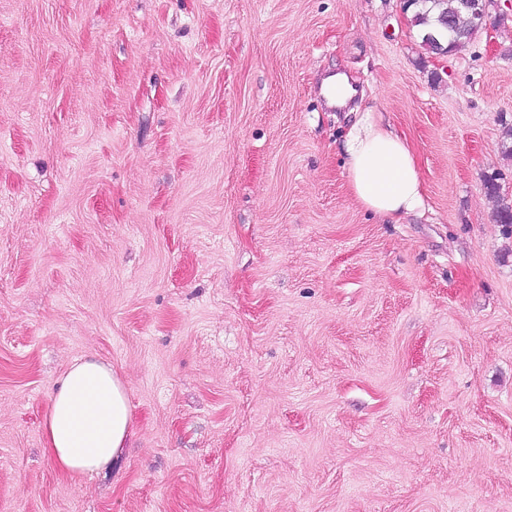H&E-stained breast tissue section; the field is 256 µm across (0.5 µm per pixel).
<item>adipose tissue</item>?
Wrapping results in <instances>:
<instances>
[{
	"instance_id": "1",
	"label": "adipose tissue",
	"mask_w": 512,
	"mask_h": 512,
	"mask_svg": "<svg viewBox=\"0 0 512 512\" xmlns=\"http://www.w3.org/2000/svg\"><path fill=\"white\" fill-rule=\"evenodd\" d=\"M342 151L350 190L365 209L393 223L423 209V182L409 142L377 122L374 112L356 113ZM130 427L124 385L111 365L78 360L55 385L45 446L60 471L93 474L115 460Z\"/></svg>"
}]
</instances>
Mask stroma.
<instances>
[{"mask_svg":"<svg viewBox=\"0 0 512 512\" xmlns=\"http://www.w3.org/2000/svg\"><path fill=\"white\" fill-rule=\"evenodd\" d=\"M401 0H0V512H512V17L460 53ZM347 72L425 208L353 197ZM95 357L133 436L60 472ZM497 178H489L485 185L490 197L498 202L497 217L500 224L505 227V232L512 235V201L500 195V186L495 183ZM130 427L124 385L111 365L77 360L55 385L44 422L46 451L64 473L94 474L126 448Z\"/></svg>","mask_w":512,"mask_h":512,"instance_id":"1","label":"stroma"}]
</instances>
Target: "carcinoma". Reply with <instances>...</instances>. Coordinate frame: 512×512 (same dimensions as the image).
I'll list each match as a JSON object with an SVG mask.
<instances>
[{"instance_id":"1","label":"carcinoma","mask_w":512,"mask_h":512,"mask_svg":"<svg viewBox=\"0 0 512 512\" xmlns=\"http://www.w3.org/2000/svg\"><path fill=\"white\" fill-rule=\"evenodd\" d=\"M411 22L422 31V45L431 53L445 55L464 50L478 29L461 0H417ZM487 193L497 199V217L512 235V201L500 195L494 178L486 181Z\"/></svg>"}]
</instances>
